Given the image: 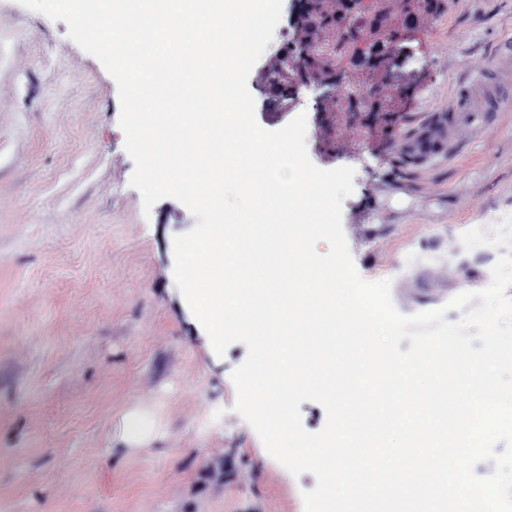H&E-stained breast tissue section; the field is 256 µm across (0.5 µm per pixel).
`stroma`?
Here are the masks:
<instances>
[{
  "instance_id": "stroma-1",
  "label": "stroma",
  "mask_w": 512,
  "mask_h": 512,
  "mask_svg": "<svg viewBox=\"0 0 512 512\" xmlns=\"http://www.w3.org/2000/svg\"><path fill=\"white\" fill-rule=\"evenodd\" d=\"M283 0L263 69L283 43ZM512 0H439L398 45L387 111L298 107L311 161L355 170L342 228L358 275L389 281L406 315L486 288L499 249L461 255V234L512 215V101L458 121L419 162L405 147L447 114L454 86L504 64ZM277 130L293 118L265 108ZM115 81L65 22L0 0V512H304L314 475L293 476L234 412L235 343L210 349L174 276L173 239L196 219L178 200L144 211ZM152 431L123 437L128 414Z\"/></svg>"
}]
</instances>
